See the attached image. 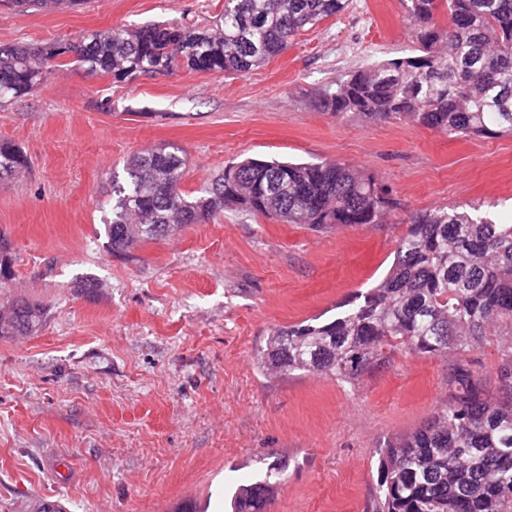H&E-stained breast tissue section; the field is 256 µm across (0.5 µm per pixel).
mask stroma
Returning a JSON list of instances; mask_svg holds the SVG:
<instances>
[{
  "label": "stroma",
  "mask_w": 512,
  "mask_h": 512,
  "mask_svg": "<svg viewBox=\"0 0 512 512\" xmlns=\"http://www.w3.org/2000/svg\"><path fill=\"white\" fill-rule=\"evenodd\" d=\"M224 0H43L0 5V46L118 26L218 19ZM402 0H349L246 76L179 70L124 82L48 63L0 105V142L28 166L0 182V309L45 310L0 336V512H230L267 464L286 466L271 512H375L379 451L448 398V357L402 352L355 386L254 365L274 328L334 318L388 271L408 216L478 207L512 224V136L451 139L318 105L346 73L417 55ZM167 143L201 190L250 157L331 161L373 175L394 206L377 226L314 230L225 208L112 254L99 202L133 154ZM94 289H83L85 281ZM44 310L25 299L17 300L7 310L0 311V336H25L36 332Z\"/></svg>",
  "instance_id": "35a3bbf8"
}]
</instances>
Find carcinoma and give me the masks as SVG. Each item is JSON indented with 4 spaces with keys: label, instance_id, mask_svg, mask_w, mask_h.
I'll use <instances>...</instances> for the list:
<instances>
[{
    "label": "carcinoma",
    "instance_id": "obj_1",
    "mask_svg": "<svg viewBox=\"0 0 512 512\" xmlns=\"http://www.w3.org/2000/svg\"><path fill=\"white\" fill-rule=\"evenodd\" d=\"M420 54L356 70L326 87L320 106L369 123L403 120L450 138L512 135V0H403ZM348 0H224L216 28L181 21L107 29L44 46L0 47V101L44 83L46 61L124 81L177 70L245 76ZM447 20H441L442 16ZM26 164L0 143V181ZM185 158L167 144L127 159L102 202L108 246L123 254L165 234L150 225L206 223L227 206L311 229L383 224L393 206L374 177L335 162L246 159L200 195L181 188ZM44 310L25 299L0 311V336L35 332ZM494 337L500 397L485 392L468 354ZM456 353L448 400L380 450L376 512H512V224L455 208L416 213L372 288L327 322L273 330L255 353L265 372H315L351 384L388 357ZM285 466L272 462L232 500L266 512Z\"/></svg>",
    "mask_w": 512,
    "mask_h": 512
}]
</instances>
